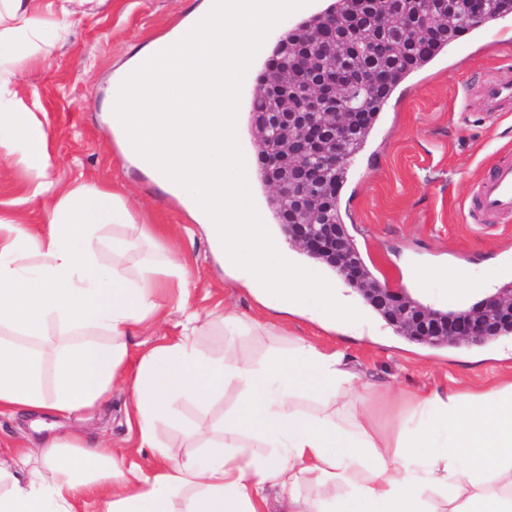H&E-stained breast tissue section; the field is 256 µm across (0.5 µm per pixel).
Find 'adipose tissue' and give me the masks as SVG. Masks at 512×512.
<instances>
[{"mask_svg":"<svg viewBox=\"0 0 512 512\" xmlns=\"http://www.w3.org/2000/svg\"><path fill=\"white\" fill-rule=\"evenodd\" d=\"M301 4L209 0L189 31L152 43L113 86L112 128L126 152L200 214L225 275L281 314L269 323L225 313L233 339L285 329L290 315L348 336L380 333L342 282L314 275L256 221L253 174L237 149L239 79L268 30ZM0 16V45L21 60L70 36L62 19L44 26L28 0H0ZM2 139L50 219L33 233L0 216V413L95 407L125 378L130 336L159 321L162 277L183 288L190 273L159 250L132 279L98 262L105 225L118 228V260L154 241L152 225L110 188L56 180L43 121L0 80ZM177 310L179 336L139 355L131 421L152 450L175 404L204 408L234 389L222 424L191 433L202 454L133 477L114 448L81 433L0 448V512H76L85 490L105 512H270L274 502L279 512H342L345 502L353 512H512V375L450 393L384 390L394 418L382 432L358 410L370 387L343 352L296 338L255 364L232 340L222 358L206 359L196 348L200 315L185 302Z\"/></svg>","mask_w":512,"mask_h":512,"instance_id":"1","label":"adipose tissue"}]
</instances>
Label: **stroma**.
Segmentation results:
<instances>
[{
    "mask_svg": "<svg viewBox=\"0 0 512 512\" xmlns=\"http://www.w3.org/2000/svg\"><path fill=\"white\" fill-rule=\"evenodd\" d=\"M200 2L96 0L72 15L67 42L46 47L38 59L8 65L0 77L39 112L50 135L57 178L68 183L80 176L109 186L123 196L140 223L162 228L158 244L183 256L191 272L187 299L209 323L197 349L217 358L224 351V312L251 315L256 303L224 276L204 231L187 236L192 220L183 203L164 193L124 154L101 110L113 71L150 41L170 33ZM508 68L512 45L497 42L494 33L479 28L458 38L388 100L339 195L341 215L366 263L389 286L409 287L430 308L474 304L480 293L472 290L455 299L452 290L479 278L485 262L512 263V223L476 224L469 216L479 182L500 155L512 153V105L492 119L476 108L459 109L466 88ZM28 185L21 165H0V214L34 231L47 223L49 213L42 202L30 200ZM424 265L442 269V276L423 287L409 285L411 271ZM176 300L173 291L161 296L165 319L134 332L132 355H139L143 345L178 335ZM292 337L343 352L363 381L394 386L404 395L512 372V354H500L503 345L512 346V336L502 343L448 348L419 345L393 332L387 343L373 344L295 322L284 336L259 332L238 337L237 347L258 363L287 347ZM234 401L228 391L205 410L181 402L175 421L158 427L161 444L178 459L194 455L185 429L219 422ZM131 410L128 387L118 385L100 405L46 417L42 428L47 434L79 431L105 440L124 449L126 470L149 476L162 459L148 450L137 451V431L127 424Z\"/></svg>",
    "mask_w": 512,
    "mask_h": 512,
    "instance_id": "35a3bbf8",
    "label": "stroma"
}]
</instances>
